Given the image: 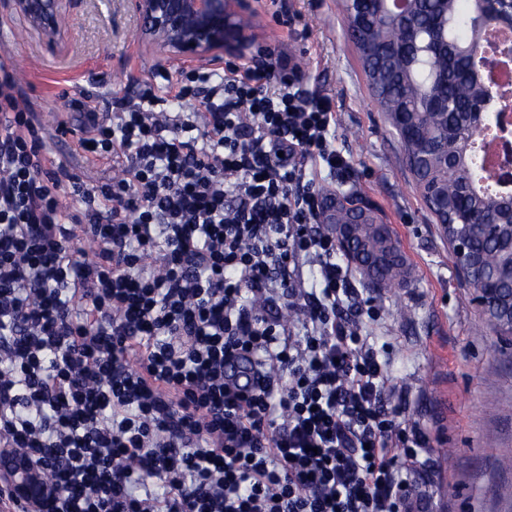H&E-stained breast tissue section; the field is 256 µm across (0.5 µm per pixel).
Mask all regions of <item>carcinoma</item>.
<instances>
[{"instance_id": "carcinoma-1", "label": "carcinoma", "mask_w": 512, "mask_h": 512, "mask_svg": "<svg viewBox=\"0 0 512 512\" xmlns=\"http://www.w3.org/2000/svg\"><path fill=\"white\" fill-rule=\"evenodd\" d=\"M353 41L370 80L384 89L376 99L414 169L421 196L448 242L466 238L474 281L491 280L495 308L483 312L490 331L512 336V195H490L478 163L476 126L489 122V85L470 73L469 45L501 28L492 0H408L407 23L392 21L390 0H345ZM347 225L350 247L369 262L383 287H405L410 268L390 225L377 211L354 224L336 210L333 232Z\"/></svg>"}]
</instances>
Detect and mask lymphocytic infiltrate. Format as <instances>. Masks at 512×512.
<instances>
[{"label":"lymphocytic infiltrate","instance_id":"lymphocytic-infiltrate-1","mask_svg":"<svg viewBox=\"0 0 512 512\" xmlns=\"http://www.w3.org/2000/svg\"><path fill=\"white\" fill-rule=\"evenodd\" d=\"M259 60L85 109L88 184L0 60V450L50 512H426L430 436L344 311L328 96Z\"/></svg>","mask_w":512,"mask_h":512}]
</instances>
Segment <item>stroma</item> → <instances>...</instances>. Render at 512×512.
<instances>
[{
    "label": "stroma",
    "instance_id": "35a3bbf8",
    "mask_svg": "<svg viewBox=\"0 0 512 512\" xmlns=\"http://www.w3.org/2000/svg\"><path fill=\"white\" fill-rule=\"evenodd\" d=\"M65 47L46 41L13 0H0V55L15 68L44 126V153L85 182L108 180L107 161L78 150L77 102L110 111L160 62L143 42L129 0H64ZM343 0H259L258 45L298 62L304 89L329 95L335 147L351 171L318 182L382 211L412 269L406 288L380 294V320L368 335L393 346L391 375L407 386L401 419L431 437L432 512H512V337L483 325L475 290L457 270L448 243L408 172L395 132L376 107L358 53L344 29ZM407 318H400V310Z\"/></svg>",
    "mask_w": 512,
    "mask_h": 512
}]
</instances>
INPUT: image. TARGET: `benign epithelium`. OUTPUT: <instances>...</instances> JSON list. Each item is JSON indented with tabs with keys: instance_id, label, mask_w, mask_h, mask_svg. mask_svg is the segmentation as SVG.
I'll return each instance as SVG.
<instances>
[{
	"instance_id": "7a95c632",
	"label": "benign epithelium",
	"mask_w": 512,
	"mask_h": 512,
	"mask_svg": "<svg viewBox=\"0 0 512 512\" xmlns=\"http://www.w3.org/2000/svg\"><path fill=\"white\" fill-rule=\"evenodd\" d=\"M15 5L46 39L62 42V0H15ZM131 5L141 21V35L162 59H252L255 33L244 22L253 13L250 0H131ZM0 482L34 512H42L53 493L29 459L8 454L0 455Z\"/></svg>"
}]
</instances>
